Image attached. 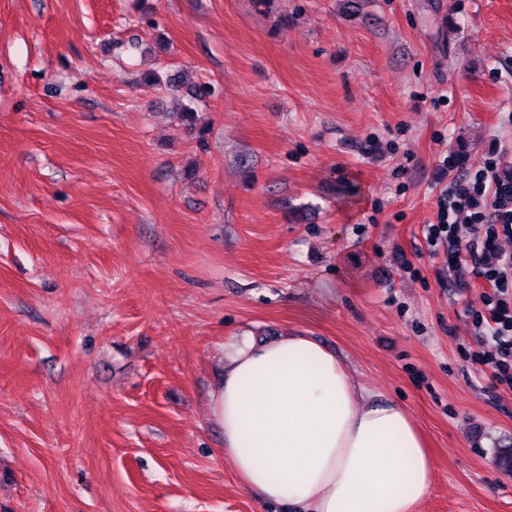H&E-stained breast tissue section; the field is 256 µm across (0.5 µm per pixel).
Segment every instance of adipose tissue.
Masks as SVG:
<instances>
[{
	"instance_id": "1",
	"label": "adipose tissue",
	"mask_w": 512,
	"mask_h": 512,
	"mask_svg": "<svg viewBox=\"0 0 512 512\" xmlns=\"http://www.w3.org/2000/svg\"><path fill=\"white\" fill-rule=\"evenodd\" d=\"M211 412L242 485L297 512H418L434 481L403 407L354 387L345 361L308 336L235 337Z\"/></svg>"
}]
</instances>
